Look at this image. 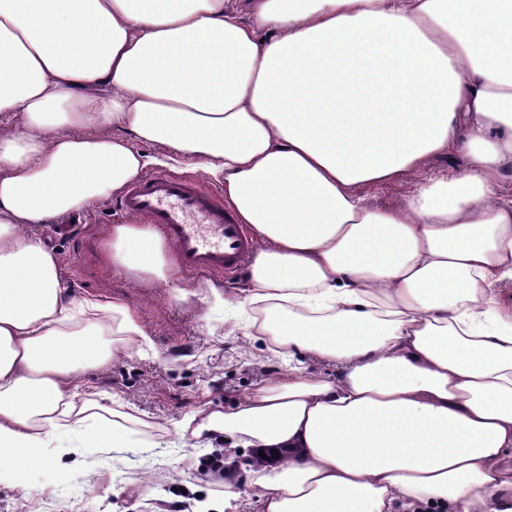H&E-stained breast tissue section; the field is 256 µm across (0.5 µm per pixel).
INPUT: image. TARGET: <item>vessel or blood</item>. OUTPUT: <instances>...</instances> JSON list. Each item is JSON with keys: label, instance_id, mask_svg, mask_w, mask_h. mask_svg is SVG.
<instances>
[{"label": "vessel or blood", "instance_id": "1", "mask_svg": "<svg viewBox=\"0 0 512 512\" xmlns=\"http://www.w3.org/2000/svg\"><path fill=\"white\" fill-rule=\"evenodd\" d=\"M121 217L153 225L186 276L238 274L253 240L219 194L196 179L166 173L143 177L120 200Z\"/></svg>", "mask_w": 512, "mask_h": 512}]
</instances>
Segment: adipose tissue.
I'll return each instance as SVG.
<instances>
[{
    "instance_id": "ef3b65f1",
    "label": "adipose tissue",
    "mask_w": 512,
    "mask_h": 512,
    "mask_svg": "<svg viewBox=\"0 0 512 512\" xmlns=\"http://www.w3.org/2000/svg\"><path fill=\"white\" fill-rule=\"evenodd\" d=\"M150 144L264 241L252 330L335 370L289 367L179 431L263 452L261 512H512V0H0V482L19 492L132 442L75 378L145 333L72 298L36 230L137 181ZM455 156L463 173L426 176ZM405 179L394 205L362 193ZM105 248L145 287L172 278L151 225Z\"/></svg>"
}]
</instances>
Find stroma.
Wrapping results in <instances>:
<instances>
[{
    "mask_svg": "<svg viewBox=\"0 0 512 512\" xmlns=\"http://www.w3.org/2000/svg\"><path fill=\"white\" fill-rule=\"evenodd\" d=\"M116 203L95 202L43 235L58 250L74 296L123 300L145 331L140 346L113 342L105 364L77 376L95 412L128 416L140 445L86 449L84 466L40 470L23 494L1 484L0 512H200L205 502L220 512H259L247 497H225L216 481L203 478L205 439L193 443L177 430L186 415L206 420L288 369L268 337L244 335L238 300L249 277L182 275V295L143 288L105 252Z\"/></svg>",
    "mask_w": 512,
    "mask_h": 512,
    "instance_id": "35a3bbf8",
    "label": "stroma"
}]
</instances>
